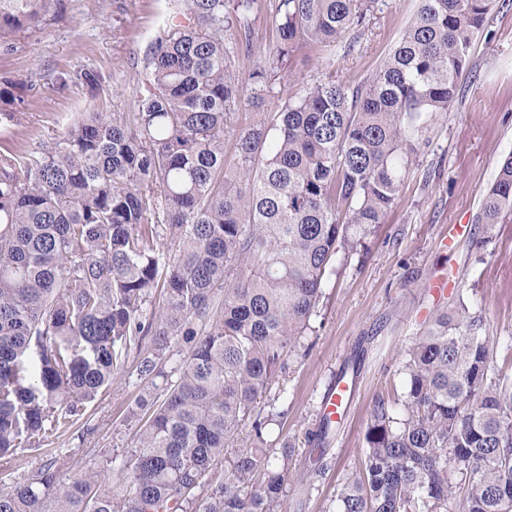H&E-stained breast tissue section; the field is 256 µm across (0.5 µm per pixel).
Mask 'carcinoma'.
<instances>
[{
	"instance_id": "obj_1",
	"label": "carcinoma",
	"mask_w": 512,
	"mask_h": 512,
	"mask_svg": "<svg viewBox=\"0 0 512 512\" xmlns=\"http://www.w3.org/2000/svg\"><path fill=\"white\" fill-rule=\"evenodd\" d=\"M55 0H0V42ZM494 0H419L363 85L336 81L331 56L374 0H274V41L249 74L273 90L301 44L329 70L283 93L262 118L236 68L252 56L254 0H177L183 20L151 44L137 111L95 108L34 154L0 147V512H289L288 458L241 448L280 413L254 414L287 368L339 249L383 222L428 123L448 111ZM234 136L233 164L224 137ZM512 218V156L481 221ZM165 226L175 252L160 263ZM164 288L159 310L152 290ZM150 337L139 369L183 337L188 352L133 448L62 480L50 443L120 370L115 346ZM36 357L35 370L29 369ZM483 317L436 310L406 350V392L378 401L360 473L336 512H512V389L492 371ZM330 429L301 481L324 472ZM45 460L18 479L21 454ZM119 462L122 487L108 465Z\"/></svg>"
}]
</instances>
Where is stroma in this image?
I'll list each match as a JSON object with an SVG mask.
<instances>
[{"label":"stroma","instance_id":"35a3bbf8","mask_svg":"<svg viewBox=\"0 0 512 512\" xmlns=\"http://www.w3.org/2000/svg\"><path fill=\"white\" fill-rule=\"evenodd\" d=\"M418 0H377L364 29L346 33L336 48L337 82L355 86L371 77L399 39ZM174 10L172 0H62L42 19L0 43V131L33 153L90 105L106 113L135 111L143 58ZM100 74L89 90L82 72ZM69 74L59 86V74ZM512 154V0H495L475 37L458 93L429 125L410 158L399 197L383 223L356 250L337 253L310 328L288 358V369L260 402L262 412L284 411L268 427L265 446H289L290 478L309 465L331 382L346 375L354 403L338 422L326 470L304 497L301 512H333L344 480L359 473L365 434L378 400L395 404L405 392V350L430 313L466 304L483 315L494 344V370L512 383V222L481 224L482 200L499 165ZM457 245L446 251L449 227ZM452 270L454 288L439 293L430 281ZM140 348L122 350V370L102 389L72 431L52 446L71 470L93 464L88 451L120 454L139 429L130 413L161 400L165 377H176L184 342L161 361L163 377L142 376Z\"/></svg>","mask_w":512,"mask_h":512}]
</instances>
